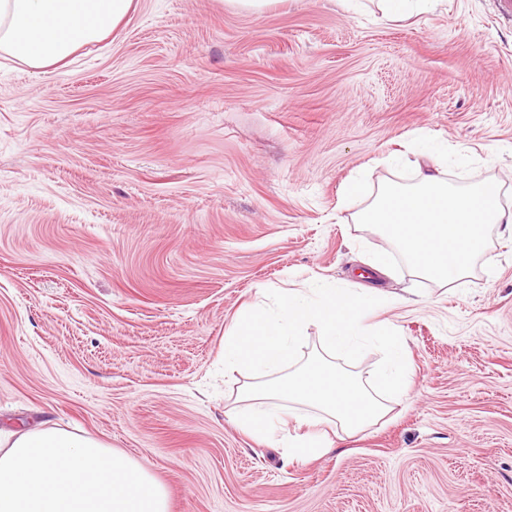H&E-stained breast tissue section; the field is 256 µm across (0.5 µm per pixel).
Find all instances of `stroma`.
Returning <instances> with one entry per match:
<instances>
[{"label": "stroma", "instance_id": "stroma-1", "mask_svg": "<svg viewBox=\"0 0 512 512\" xmlns=\"http://www.w3.org/2000/svg\"><path fill=\"white\" fill-rule=\"evenodd\" d=\"M440 0H138L73 63L0 66V426L47 422L134 457L170 512H512V240L442 286L398 264L377 310L407 398L318 457L229 415L224 333L261 289L346 288L387 247L355 223L401 155L512 209V19ZM369 185L341 193L359 171ZM382 14L388 19H402L414 10L434 8L440 0H378Z\"/></svg>", "mask_w": 512, "mask_h": 512}]
</instances>
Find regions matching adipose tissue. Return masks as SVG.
Listing matches in <instances>:
<instances>
[{
  "instance_id": "ef3b65f1",
  "label": "adipose tissue",
  "mask_w": 512,
  "mask_h": 512,
  "mask_svg": "<svg viewBox=\"0 0 512 512\" xmlns=\"http://www.w3.org/2000/svg\"><path fill=\"white\" fill-rule=\"evenodd\" d=\"M136 7L137 0H0V60L43 73L67 66ZM356 221L390 244L360 269L358 290L320 282L279 290L273 309L242 315L224 336V370L245 379L236 423L264 435L295 419L308 428L286 438L299 457L326 448L317 426L351 434L388 413L382 391L408 393L405 342L392 325L369 322L389 300L374 278L391 276L400 259L415 276L457 288L475 266L495 265L492 229L512 235V211L501 205L495 183L458 190L422 168L413 185L383 186ZM312 324L323 331L324 353L302 364L300 334ZM367 341L385 351L369 379L341 364ZM294 402L312 413L293 414ZM0 512H169V496L139 462L102 441L52 427L0 429Z\"/></svg>"
}]
</instances>
